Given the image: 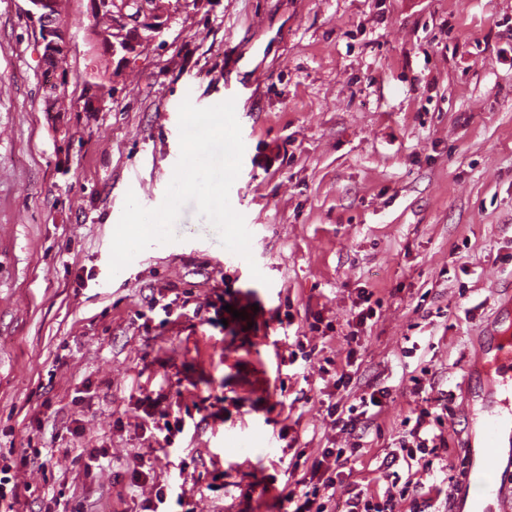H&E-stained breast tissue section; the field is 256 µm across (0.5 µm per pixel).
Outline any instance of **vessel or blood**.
Here are the masks:
<instances>
[{
  "instance_id": "b4317fda",
  "label": "vessel or blood",
  "mask_w": 512,
  "mask_h": 512,
  "mask_svg": "<svg viewBox=\"0 0 512 512\" xmlns=\"http://www.w3.org/2000/svg\"><path fill=\"white\" fill-rule=\"evenodd\" d=\"M484 371L495 373L502 387L500 395L486 399L480 409V445L469 449L470 465L467 481L480 486L482 495L473 499L472 512H487L483 505L486 496L504 500L503 478L498 473L499 459H506L512 468V446L500 447V438L512 442V310L503 309L486 349L482 354Z\"/></svg>"
}]
</instances>
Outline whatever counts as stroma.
I'll return each mask as SVG.
<instances>
[{"mask_svg": "<svg viewBox=\"0 0 512 512\" xmlns=\"http://www.w3.org/2000/svg\"><path fill=\"white\" fill-rule=\"evenodd\" d=\"M86 4L67 0L59 20L75 80L95 30ZM27 8L0 0V458L41 449L18 476L28 512L54 496L68 512H130L175 476L190 512H286L296 452L359 442L341 505L407 480L406 464L383 459L442 392L448 451L398 512H446L490 391L466 370L512 299V0H204L121 65L100 112L55 115ZM228 78L247 141L235 209L261 279L190 203L175 242L112 281L126 193L162 203L181 102L208 107ZM363 288L382 305L351 343ZM153 298L201 311L167 320ZM221 300L238 315L216 328ZM317 316L327 333L310 331ZM285 335L309 357L288 363ZM350 353L354 379L334 389L326 361ZM383 387L359 433L332 424L328 393L350 405ZM149 408L202 422L167 459ZM93 448L108 451L95 468ZM138 455L154 475L140 489Z\"/></svg>", "mask_w": 512, "mask_h": 512, "instance_id": "stroma-1", "label": "stroma"}]
</instances>
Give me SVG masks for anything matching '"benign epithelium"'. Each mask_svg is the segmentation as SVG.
Returning <instances> with one entry per match:
<instances>
[{"instance_id": "benign-epithelium-1", "label": "benign epithelium", "mask_w": 512, "mask_h": 512, "mask_svg": "<svg viewBox=\"0 0 512 512\" xmlns=\"http://www.w3.org/2000/svg\"><path fill=\"white\" fill-rule=\"evenodd\" d=\"M28 14L34 24L37 43L42 47V89L46 111L71 96V77L55 68L59 58L68 54L70 42L59 27L55 0H27ZM88 9L110 18L112 35L94 34L89 56L94 64L81 78V93L76 96L78 111L97 112L109 97V89L99 83L98 62L115 56L128 59L140 43L155 41L169 28L173 10L163 0H88Z\"/></svg>"}]
</instances>
